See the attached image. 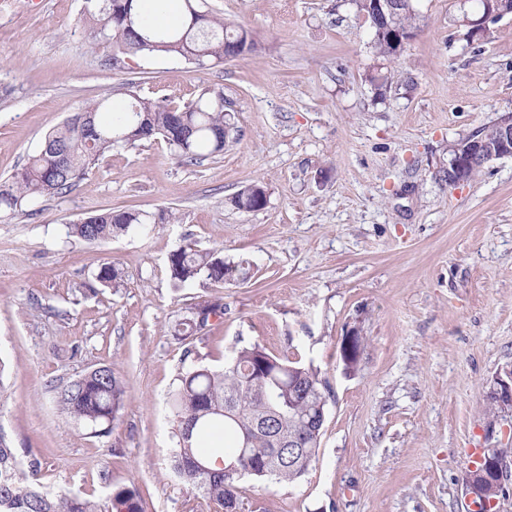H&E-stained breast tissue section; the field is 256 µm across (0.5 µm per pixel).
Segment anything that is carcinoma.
<instances>
[{"mask_svg": "<svg viewBox=\"0 0 512 512\" xmlns=\"http://www.w3.org/2000/svg\"><path fill=\"white\" fill-rule=\"evenodd\" d=\"M83 22L98 42L112 46V59L156 56L184 59L204 65L222 63L254 48L252 32L202 11L195 0H184L182 17L175 26L154 27L140 11L141 0H86ZM421 16L413 6L401 7L390 19L393 31L412 38L421 28ZM377 56L396 59L401 54L391 36L372 38ZM235 113L224 108V91L207 89L195 99L180 103L174 94L141 97L128 91L120 103L106 100L85 104L61 126L47 134L48 148L32 155L26 165L0 183V213L11 215L45 197L72 191L90 173L104 153L119 147H135L158 138L174 150L178 159L193 163L219 155L233 141ZM499 129L492 123L458 141L464 147L479 140L496 151ZM238 210L258 211L267 204L266 189L256 183L230 199ZM168 210L147 212L122 208L92 215L69 225V236L85 244H101L132 232L145 233L151 224H170ZM248 262H227L210 250L180 246L168 257L171 282L185 288L205 277L222 284L248 277ZM98 281L117 288L122 272L112 264L101 267ZM224 314L220 301L199 303L191 315L173 326L174 335L186 338L204 329L209 316ZM267 362L255 371L257 360ZM125 388L103 366L57 388L60 410L91 430L95 436L112 431L124 404ZM329 394L325 380L312 366L279 358L258 343L244 347L224 362L221 370L195 367L179 378L169 397L175 423V448L171 465L175 475L198 498L221 512H241L242 487L224 474V461L213 438L224 435L225 450L236 458L247 446L255 450L246 476L255 481L272 478L295 483L316 461L321 429L315 422L326 415ZM208 470L202 471L198 464ZM490 484L478 478L472 493L478 512H496L482 503ZM113 512H144L139 487L134 483L110 489ZM0 512H101L99 504L77 494L51 492L39 480V462L25 463L6 435L0 433Z\"/></svg>", "mask_w": 512, "mask_h": 512, "instance_id": "obj_1", "label": "carcinoma"}]
</instances>
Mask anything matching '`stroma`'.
<instances>
[{
  "label": "stroma",
  "instance_id": "35a3bbf8",
  "mask_svg": "<svg viewBox=\"0 0 512 512\" xmlns=\"http://www.w3.org/2000/svg\"><path fill=\"white\" fill-rule=\"evenodd\" d=\"M248 27L220 64L130 57L81 21L84 0H0V182L85 103L223 91L241 137L181 162L163 140L102 155L69 194L0 217V432L47 490L98 501L140 487L145 512H215L170 469L166 400L181 374L240 348L320 370L332 392L316 462L297 483L243 479L244 512H466L469 449H508L487 394L512 367V157L438 177L452 144L512 113V16L469 40L464 0H417L423 24L383 88L368 22L347 0H196ZM262 183L259 211L232 208ZM169 210L149 235L88 245L67 226L117 208ZM247 259V279L174 289L179 246ZM111 263L117 288L97 279ZM221 300L184 340L175 321ZM366 342L346 372L343 338ZM111 366L125 386L109 435L61 412L56 386Z\"/></svg>",
  "mask_w": 512,
  "mask_h": 512
}]
</instances>
